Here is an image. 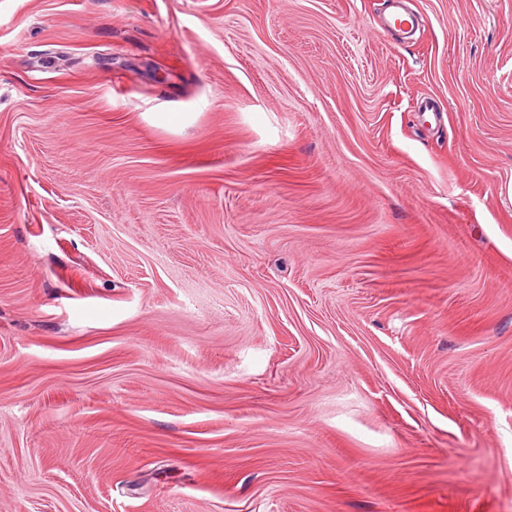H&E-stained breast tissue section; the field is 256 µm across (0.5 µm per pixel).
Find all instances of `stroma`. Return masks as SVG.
I'll use <instances>...</instances> for the list:
<instances>
[{
	"label": "stroma",
	"mask_w": 512,
	"mask_h": 512,
	"mask_svg": "<svg viewBox=\"0 0 512 512\" xmlns=\"http://www.w3.org/2000/svg\"><path fill=\"white\" fill-rule=\"evenodd\" d=\"M407 5L0 0V512H512V0Z\"/></svg>",
	"instance_id": "obj_1"
}]
</instances>
